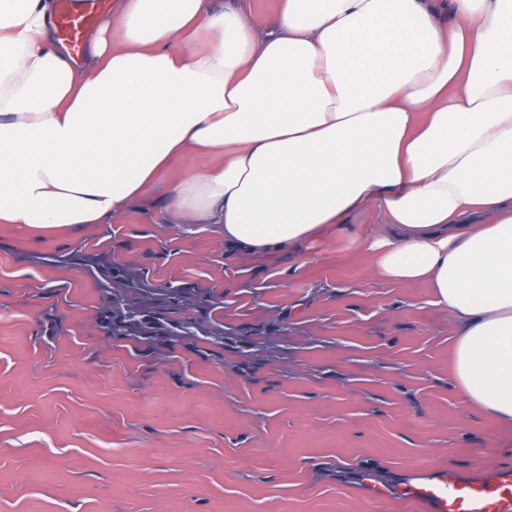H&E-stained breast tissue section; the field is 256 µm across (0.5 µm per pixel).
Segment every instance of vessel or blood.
I'll return each mask as SVG.
<instances>
[{"instance_id":"obj_1","label":"vessel or blood","mask_w":512,"mask_h":512,"mask_svg":"<svg viewBox=\"0 0 512 512\" xmlns=\"http://www.w3.org/2000/svg\"><path fill=\"white\" fill-rule=\"evenodd\" d=\"M106 3L59 0L58 34L72 53L82 51L89 28ZM353 487L364 499L409 501L419 512H512V468L492 474L461 473L428 464L406 469L400 482L388 485L376 480L372 468L362 467Z\"/></svg>"}]
</instances>
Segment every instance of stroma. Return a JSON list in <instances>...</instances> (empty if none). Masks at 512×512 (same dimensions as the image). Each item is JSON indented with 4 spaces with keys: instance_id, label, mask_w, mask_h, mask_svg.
<instances>
[{
    "instance_id": "stroma-1",
    "label": "stroma",
    "mask_w": 512,
    "mask_h": 512,
    "mask_svg": "<svg viewBox=\"0 0 512 512\" xmlns=\"http://www.w3.org/2000/svg\"><path fill=\"white\" fill-rule=\"evenodd\" d=\"M156 201L37 240L0 224V512H418L362 504L352 471L512 467L428 288L344 236L273 259ZM131 308L161 334L113 330Z\"/></svg>"
}]
</instances>
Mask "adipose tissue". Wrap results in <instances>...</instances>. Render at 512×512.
I'll return each instance as SVG.
<instances>
[{
    "label": "adipose tissue",
    "instance_id": "adipose-tissue-1",
    "mask_svg": "<svg viewBox=\"0 0 512 512\" xmlns=\"http://www.w3.org/2000/svg\"><path fill=\"white\" fill-rule=\"evenodd\" d=\"M55 0H0V224L159 218L273 254L376 209L377 275L453 311L465 400L512 425V0H116L81 64ZM208 166L172 173L186 155ZM280 0H250L248 1V19L256 28H269L276 21Z\"/></svg>",
    "mask_w": 512,
    "mask_h": 512
}]
</instances>
